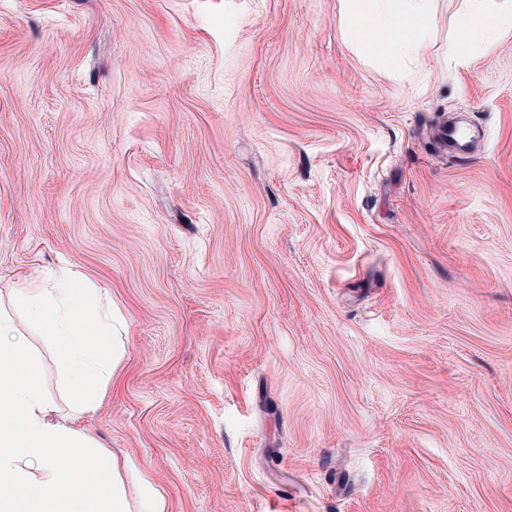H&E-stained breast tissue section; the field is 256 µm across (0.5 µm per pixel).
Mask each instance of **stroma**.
Returning <instances> with one entry per match:
<instances>
[{"instance_id":"obj_1","label":"stroma","mask_w":512,"mask_h":512,"mask_svg":"<svg viewBox=\"0 0 512 512\" xmlns=\"http://www.w3.org/2000/svg\"><path fill=\"white\" fill-rule=\"evenodd\" d=\"M463 8L392 64L342 0H0V310L107 289L76 425L167 512H512V32L457 52Z\"/></svg>"}]
</instances>
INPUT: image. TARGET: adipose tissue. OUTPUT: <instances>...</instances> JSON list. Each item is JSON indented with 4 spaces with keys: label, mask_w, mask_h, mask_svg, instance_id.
Instances as JSON below:
<instances>
[{
    "label": "adipose tissue",
    "mask_w": 512,
    "mask_h": 512,
    "mask_svg": "<svg viewBox=\"0 0 512 512\" xmlns=\"http://www.w3.org/2000/svg\"><path fill=\"white\" fill-rule=\"evenodd\" d=\"M427 2L343 0L342 35L370 56L419 58ZM458 27L461 49L492 42L512 28V0H471ZM106 296L66 265L13 295L14 306L57 349L62 381L72 395L68 418L59 417L55 401L36 382L35 355L11 343L12 318L0 313V512L166 510L163 493L144 474L138 504L130 506L122 475L134 470L132 459L102 452L75 426L76 417L97 408L125 354L126 324L107 308Z\"/></svg>",
    "instance_id": "adipose-tissue-1"
}]
</instances>
